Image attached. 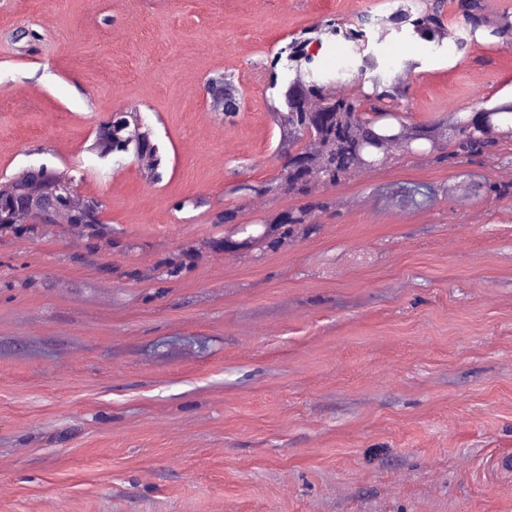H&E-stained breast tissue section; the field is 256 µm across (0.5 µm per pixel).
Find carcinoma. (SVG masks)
Masks as SVG:
<instances>
[{"label":"carcinoma","mask_w":512,"mask_h":512,"mask_svg":"<svg viewBox=\"0 0 512 512\" xmlns=\"http://www.w3.org/2000/svg\"><path fill=\"white\" fill-rule=\"evenodd\" d=\"M461 12L469 23L470 33L498 43H512V16L500 15L491 21L486 15L484 0H459ZM396 19L412 26L413 34L426 42L439 43L447 35L445 23V0H423L418 16L410 18L399 13ZM306 42L293 39L280 48L274 56L271 67L281 68L288 73V112L277 115L274 106V120L280 130L278 154L286 158L283 172L271 183L242 185L240 189L263 196L278 189L284 191H308L318 183L334 185L349 173L360 170L363 162L383 166L391 147L385 145L387 137L397 133L406 125L416 131L414 142L430 145L437 153V159H453L461 154L476 155L489 149L491 141L483 137L480 124L483 112L494 113L493 121L506 122L512 115V101H503L485 110L473 111L466 117L451 112L448 117L431 124H417L407 121V116L397 109L402 97L394 84L382 76L372 79V92L361 96L339 94L335 91L337 79L326 76L316 65L313 56L305 51ZM207 87L224 86V91L241 102L242 94L233 80L222 74L211 76ZM317 101L320 109L316 117H310L308 102ZM453 134L457 151L443 153V140ZM314 142L320 152L316 164L293 163L287 160L291 154L307 155L306 143ZM329 203L323 199H312L306 204L288 211L273 213L265 217L267 232L262 236L261 245L270 250L278 249L293 227L313 223V218L326 210ZM99 202L93 199L82 203V208L72 212L69 219L74 224L96 223ZM214 223L224 224L235 233L241 232L238 211L225 209L215 214Z\"/></svg>","instance_id":"1"}]
</instances>
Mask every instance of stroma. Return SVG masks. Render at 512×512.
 Returning <instances> with one entry per match:
<instances>
[{
    "instance_id": "1",
    "label": "stroma",
    "mask_w": 512,
    "mask_h": 512,
    "mask_svg": "<svg viewBox=\"0 0 512 512\" xmlns=\"http://www.w3.org/2000/svg\"><path fill=\"white\" fill-rule=\"evenodd\" d=\"M421 8L0 0V182L43 164L102 205L0 226V512H512L511 133L317 185L332 207L275 251L226 249L210 220L257 235L306 201L237 189L283 163L267 62L292 37L347 93L372 89L360 56L391 83L411 65L416 123L512 99V47L470 39L458 0L438 46L392 20ZM363 14L360 39L317 34ZM217 71L243 93L231 124ZM120 108L152 127L160 181L93 152ZM414 183L426 207L402 205Z\"/></svg>"
}]
</instances>
